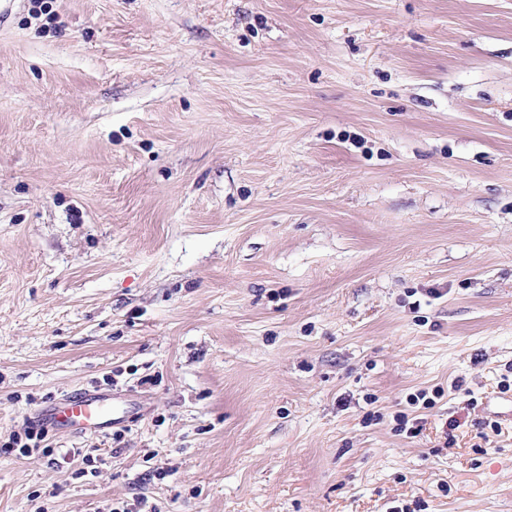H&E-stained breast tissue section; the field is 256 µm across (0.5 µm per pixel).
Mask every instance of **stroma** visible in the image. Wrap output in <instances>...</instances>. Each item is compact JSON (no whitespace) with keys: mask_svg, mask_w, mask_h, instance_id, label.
I'll return each mask as SVG.
<instances>
[{"mask_svg":"<svg viewBox=\"0 0 512 512\" xmlns=\"http://www.w3.org/2000/svg\"><path fill=\"white\" fill-rule=\"evenodd\" d=\"M43 2L0 13V445L119 422L0 448V512H512V0ZM45 420L55 427L101 432L112 426V403L105 396H72L45 411ZM47 430L43 428L27 427L23 432H12L8 436V441L5 442L1 448H16L14 450L19 451L22 456L29 455L33 450L45 451L48 446L43 443L46 441ZM50 452V449L46 450V453Z\"/></svg>","mask_w":512,"mask_h":512,"instance_id":"stroma-1","label":"stroma"}]
</instances>
